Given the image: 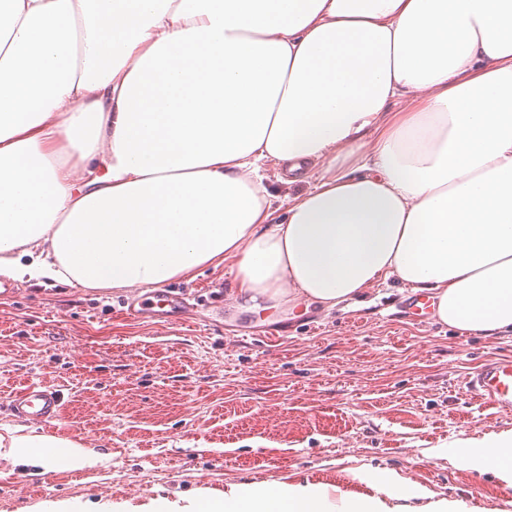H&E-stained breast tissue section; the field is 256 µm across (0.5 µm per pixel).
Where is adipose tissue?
I'll list each match as a JSON object with an SVG mask.
<instances>
[{
  "mask_svg": "<svg viewBox=\"0 0 512 512\" xmlns=\"http://www.w3.org/2000/svg\"><path fill=\"white\" fill-rule=\"evenodd\" d=\"M308 189L274 208L258 170ZM234 261L247 310L396 282L512 330V0H0V275L152 290ZM12 465L90 458L0 437ZM512 486V429L458 443ZM339 512H460L396 472ZM321 484L224 512H329Z\"/></svg>",
  "mask_w": 512,
  "mask_h": 512,
  "instance_id": "obj_1",
  "label": "adipose tissue"
}]
</instances>
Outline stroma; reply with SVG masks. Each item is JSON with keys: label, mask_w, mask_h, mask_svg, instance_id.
I'll return each mask as SVG.
<instances>
[{"label": "stroma", "mask_w": 512, "mask_h": 512, "mask_svg": "<svg viewBox=\"0 0 512 512\" xmlns=\"http://www.w3.org/2000/svg\"><path fill=\"white\" fill-rule=\"evenodd\" d=\"M231 265L168 282L183 323L128 317L127 288L20 283L0 302V396L31 382L60 388L43 427L0 406V436L69 438L94 466L42 474L0 458V512H198L199 493L232 485L322 483L366 493L392 470L438 497L512 512V486L453 451L512 428L464 379L512 355V331L487 338L400 313L408 292L373 288L326 313L303 303L257 314L225 292Z\"/></svg>", "instance_id": "1"}]
</instances>
